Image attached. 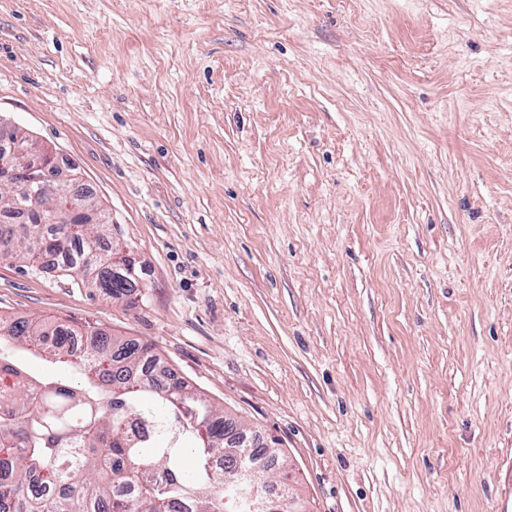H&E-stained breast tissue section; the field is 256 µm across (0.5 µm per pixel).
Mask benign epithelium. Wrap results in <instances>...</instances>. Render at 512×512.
Here are the masks:
<instances>
[{
	"mask_svg": "<svg viewBox=\"0 0 512 512\" xmlns=\"http://www.w3.org/2000/svg\"><path fill=\"white\" fill-rule=\"evenodd\" d=\"M0 137L8 144V148L0 152V184L16 189L19 200L24 202L23 209L37 208L35 197L27 195L31 186L49 189L71 180L68 161L54 150L36 149L29 139L1 126ZM281 494L280 490L276 495L270 493L258 499L256 512H283Z\"/></svg>",
	"mask_w": 512,
	"mask_h": 512,
	"instance_id": "1",
	"label": "benign epithelium"
}]
</instances>
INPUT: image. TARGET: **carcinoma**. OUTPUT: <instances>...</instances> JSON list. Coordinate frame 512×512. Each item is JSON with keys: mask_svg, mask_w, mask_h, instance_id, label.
<instances>
[{"mask_svg": "<svg viewBox=\"0 0 512 512\" xmlns=\"http://www.w3.org/2000/svg\"><path fill=\"white\" fill-rule=\"evenodd\" d=\"M0 192V259L59 258L79 288L115 298L136 288L130 259L107 242L108 225L68 224L63 198L47 197L23 224ZM75 330L0 317V512H249L250 492L228 482L243 463L254 484H288L282 448H227L236 428L200 391L173 380L148 345L98 332L88 352L71 347ZM28 345L63 368L39 375L10 357Z\"/></svg>", "mask_w": 512, "mask_h": 512, "instance_id": "1", "label": "carcinoma"}]
</instances>
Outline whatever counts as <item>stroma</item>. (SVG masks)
Listing matches in <instances>:
<instances>
[{
    "mask_svg": "<svg viewBox=\"0 0 512 512\" xmlns=\"http://www.w3.org/2000/svg\"><path fill=\"white\" fill-rule=\"evenodd\" d=\"M0 116L74 162L151 345L312 512H495L512 472V0H0Z\"/></svg>",
    "mask_w": 512,
    "mask_h": 512,
    "instance_id": "obj_1",
    "label": "stroma"
}]
</instances>
